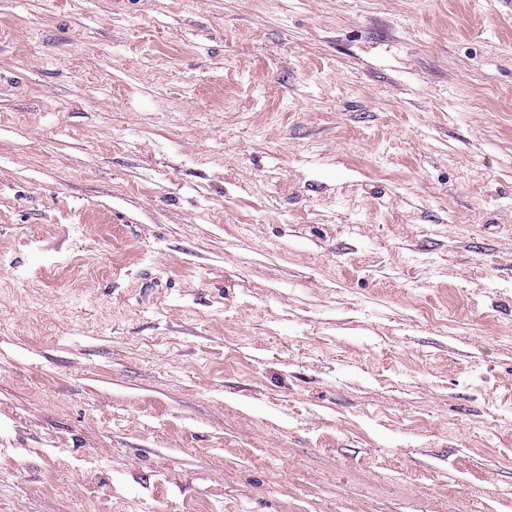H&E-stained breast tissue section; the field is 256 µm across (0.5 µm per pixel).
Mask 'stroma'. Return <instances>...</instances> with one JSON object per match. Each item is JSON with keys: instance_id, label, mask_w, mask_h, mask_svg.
I'll use <instances>...</instances> for the list:
<instances>
[{"instance_id": "stroma-1", "label": "stroma", "mask_w": 512, "mask_h": 512, "mask_svg": "<svg viewBox=\"0 0 512 512\" xmlns=\"http://www.w3.org/2000/svg\"><path fill=\"white\" fill-rule=\"evenodd\" d=\"M0 512H512V0H0Z\"/></svg>"}]
</instances>
